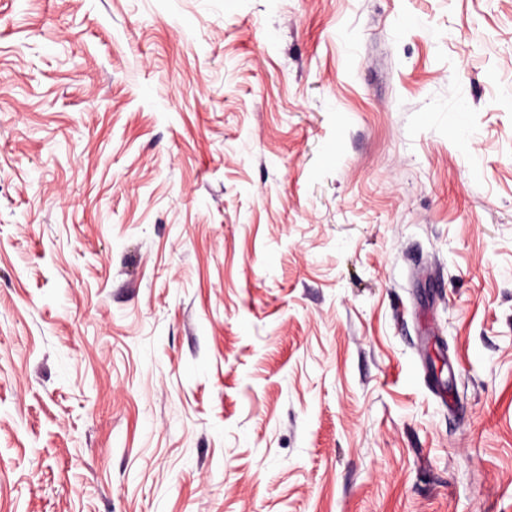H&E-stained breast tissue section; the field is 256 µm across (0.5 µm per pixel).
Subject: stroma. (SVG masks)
<instances>
[{
  "mask_svg": "<svg viewBox=\"0 0 512 512\" xmlns=\"http://www.w3.org/2000/svg\"><path fill=\"white\" fill-rule=\"evenodd\" d=\"M0 512H512V0H0Z\"/></svg>",
  "mask_w": 512,
  "mask_h": 512,
  "instance_id": "1",
  "label": "stroma"
}]
</instances>
